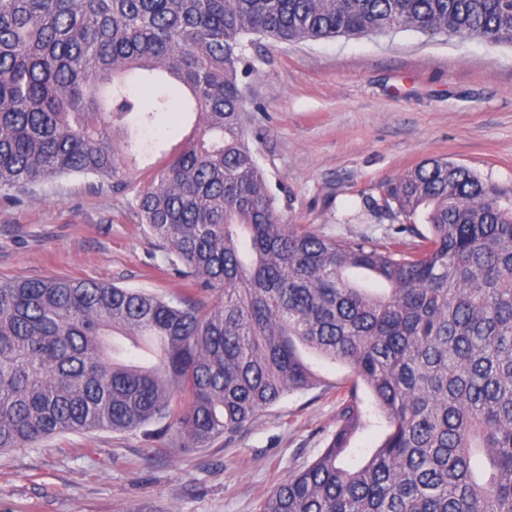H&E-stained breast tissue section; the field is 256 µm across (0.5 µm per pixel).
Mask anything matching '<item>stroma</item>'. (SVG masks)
Segmentation results:
<instances>
[{"instance_id": "obj_1", "label": "stroma", "mask_w": 512, "mask_h": 512, "mask_svg": "<svg viewBox=\"0 0 512 512\" xmlns=\"http://www.w3.org/2000/svg\"><path fill=\"white\" fill-rule=\"evenodd\" d=\"M244 88L246 142L284 224L385 241L376 209L420 163L464 165L512 199V46L396 29L322 40L263 41ZM170 92L142 135L148 177L194 131ZM132 192L94 176L0 191V277H68L173 296L166 252L140 224ZM323 383L260 411L209 447L183 450L155 427L61 433L0 451V512H258L336 429L345 366L315 361Z\"/></svg>"}]
</instances>
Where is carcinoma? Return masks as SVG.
I'll return each mask as SVG.
<instances>
[{
	"label": "carcinoma",
	"instance_id": "1",
	"mask_svg": "<svg viewBox=\"0 0 512 512\" xmlns=\"http://www.w3.org/2000/svg\"><path fill=\"white\" fill-rule=\"evenodd\" d=\"M395 28L512 45V0H0V189L136 190L187 286L0 279V449L150 425L203 448L322 384L306 350L349 369L336 432L259 512H512V206L431 159L387 188L419 241L331 238L280 223L245 140L259 38ZM157 74L195 134L138 187ZM362 387L385 430L346 467Z\"/></svg>",
	"mask_w": 512,
	"mask_h": 512
}]
</instances>
